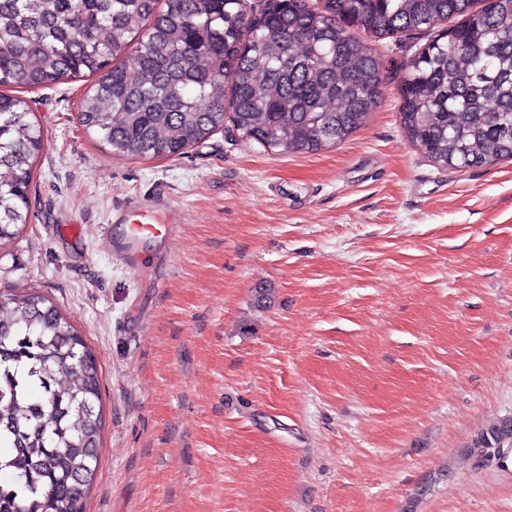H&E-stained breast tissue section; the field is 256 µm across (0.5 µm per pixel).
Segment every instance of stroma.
Here are the masks:
<instances>
[{"label":"stroma","instance_id":"35a3bbf8","mask_svg":"<svg viewBox=\"0 0 512 512\" xmlns=\"http://www.w3.org/2000/svg\"><path fill=\"white\" fill-rule=\"evenodd\" d=\"M428 38H367L379 104L311 153L227 128L115 156L78 122L93 78L15 89L42 148L0 296L48 297L101 365L87 512H512V467L467 455L512 416V161L411 148L399 70ZM135 201L182 224L131 270L99 234Z\"/></svg>","mask_w":512,"mask_h":512}]
</instances>
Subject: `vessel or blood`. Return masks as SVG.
<instances>
[{"instance_id":"1","label":"vessel or blood","mask_w":512,"mask_h":512,"mask_svg":"<svg viewBox=\"0 0 512 512\" xmlns=\"http://www.w3.org/2000/svg\"><path fill=\"white\" fill-rule=\"evenodd\" d=\"M116 218L126 225L127 233L121 241L112 242L111 248L131 268L140 267L144 261L138 249L141 240L168 241L175 224L180 221L179 214L173 210L138 203L118 210Z\"/></svg>"}]
</instances>
